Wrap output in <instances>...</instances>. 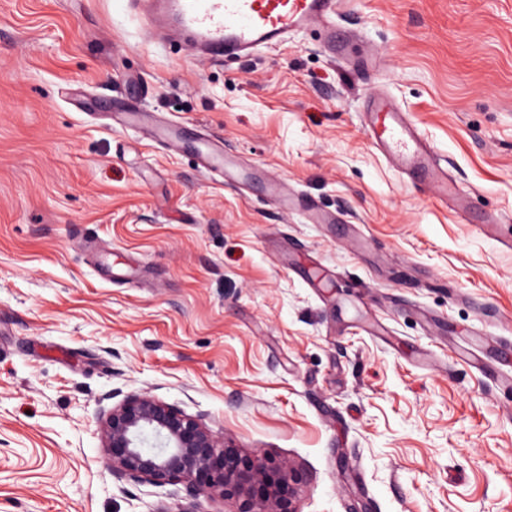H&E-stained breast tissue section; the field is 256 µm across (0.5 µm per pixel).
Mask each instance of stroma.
<instances>
[{"instance_id":"35a3bbf8","label":"stroma","mask_w":512,"mask_h":512,"mask_svg":"<svg viewBox=\"0 0 512 512\" xmlns=\"http://www.w3.org/2000/svg\"><path fill=\"white\" fill-rule=\"evenodd\" d=\"M238 61H191L123 0H0V512H179L113 475L102 407L146 390L285 458L298 512H512V0H339ZM395 99L471 215L388 164ZM129 107L222 139L199 173ZM334 216L284 211L263 177ZM198 159L197 167L209 174L220 175L239 183L246 182L245 175L236 164L229 162L224 156V142L215 139L199 138L193 140Z\"/></svg>"}]
</instances>
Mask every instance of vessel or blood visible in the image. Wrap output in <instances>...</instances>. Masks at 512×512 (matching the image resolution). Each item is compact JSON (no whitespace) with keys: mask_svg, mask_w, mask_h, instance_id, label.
I'll list each match as a JSON object with an SVG mask.
<instances>
[{"mask_svg":"<svg viewBox=\"0 0 512 512\" xmlns=\"http://www.w3.org/2000/svg\"><path fill=\"white\" fill-rule=\"evenodd\" d=\"M151 40L183 42L201 60L245 56L259 47L284 42L288 35L320 22L328 23L336 0H131ZM365 132L392 166L412 175L440 203L454 197L432 145L423 133L388 98L372 95ZM149 138L178 152L193 144L198 167L244 183L245 175L224 156V144L215 139L189 140L176 124L150 126Z\"/></svg>","mask_w":512,"mask_h":512,"instance_id":"1","label":"vessel or blood"}]
</instances>
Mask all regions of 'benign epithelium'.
Masks as SVG:
<instances>
[{
  "label": "benign epithelium",
  "instance_id": "7a95c632",
  "mask_svg": "<svg viewBox=\"0 0 512 512\" xmlns=\"http://www.w3.org/2000/svg\"><path fill=\"white\" fill-rule=\"evenodd\" d=\"M99 435L112 474L157 486L183 485L190 501L180 512H200L201 498L229 503L226 512H299L289 460L257 455L245 466L237 450L202 419L148 391L103 411Z\"/></svg>",
  "mask_w": 512,
  "mask_h": 512
}]
</instances>
